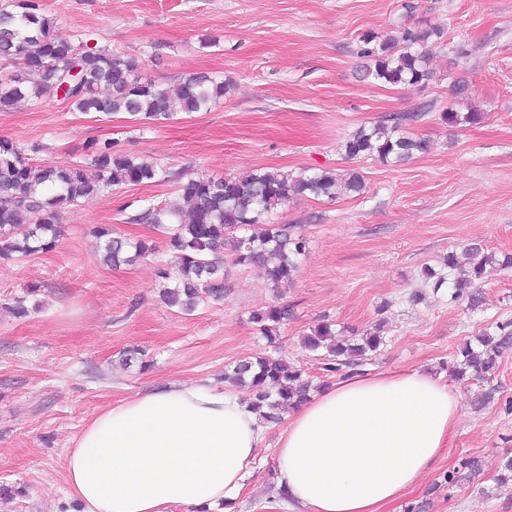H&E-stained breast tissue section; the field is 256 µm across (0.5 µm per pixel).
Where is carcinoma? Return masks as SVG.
Instances as JSON below:
<instances>
[{"mask_svg":"<svg viewBox=\"0 0 512 512\" xmlns=\"http://www.w3.org/2000/svg\"><path fill=\"white\" fill-rule=\"evenodd\" d=\"M443 31L427 25L405 28L394 35L360 37L359 54L370 61L365 76L384 85H423L431 80L430 54ZM17 67L15 74L0 79V111L11 109L26 97L39 99L58 93L68 81V104L78 112L101 117L128 115L137 120L162 122L178 113L200 112L224 97L228 84L209 73L190 74L173 87L163 86L141 74L139 60L106 49H84L55 31L54 21L42 12L38 0H0V61ZM80 67L79 77L71 75ZM450 126L473 124L482 113H441ZM429 143L401 131V124L379 123L361 127L345 144L348 158H371L387 165L403 162L423 153ZM89 163L58 167L34 163L11 140L0 138V259L30 256L56 248L62 233L59 212L113 188L157 183L168 174L151 162L123 156L110 141H93L87 147ZM178 201L149 204L135 220L151 224L165 234L172 253L176 276L162 297L170 307L190 312L205 293L224 297V246L233 243L235 262L258 269L273 286L293 282L299 271L298 258L306 251L304 235L288 224H273L269 216L275 208L296 196L335 199L340 193L359 194L364 179L357 172L338 175L316 169L293 176L280 170L256 169L246 177L175 176ZM249 231L242 237L233 233ZM106 239L102 260L117 269L158 253L147 239L127 241L112 236V230H94ZM467 265L455 253L444 258L443 266L454 275L451 299L467 301L474 310L482 295L470 289L472 281L500 268L512 267V256L498 259L478 245L466 249ZM286 305L272 306L252 314L251 322L268 342L277 336L280 324L288 319ZM335 335L333 324L320 322L301 339L302 347L320 354L322 370L340 378L361 373L380 351L384 340L379 330L346 342L328 343ZM512 345V321L496 324V331L476 337L459 350L452 373L490 381L498 369L497 353ZM224 381L248 389L249 403L269 422L307 401L314 386L310 376L286 360L273 356L239 360L224 374ZM480 470L479 460L468 457L445 481L455 485L471 480Z\"/></svg>","mask_w":512,"mask_h":512,"instance_id":"1","label":"carcinoma"}]
</instances>
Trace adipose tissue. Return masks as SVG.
I'll return each mask as SVG.
<instances>
[{
  "label": "adipose tissue",
  "instance_id": "1",
  "mask_svg": "<svg viewBox=\"0 0 512 512\" xmlns=\"http://www.w3.org/2000/svg\"><path fill=\"white\" fill-rule=\"evenodd\" d=\"M454 391L421 371L339 381L289 416L277 488L298 512H382L445 448ZM264 445L258 414L234 388L170 383L98 413L67 452L81 512H235Z\"/></svg>",
  "mask_w": 512,
  "mask_h": 512
}]
</instances>
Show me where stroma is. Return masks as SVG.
I'll return each mask as SVG.
<instances>
[{
  "instance_id": "obj_1",
  "label": "stroma",
  "mask_w": 512,
  "mask_h": 512,
  "mask_svg": "<svg viewBox=\"0 0 512 512\" xmlns=\"http://www.w3.org/2000/svg\"><path fill=\"white\" fill-rule=\"evenodd\" d=\"M57 33L83 47L137 57L144 76L172 86L186 75L223 76L227 94L211 109L145 124L124 115L75 111L55 95L0 111V137L32 161L85 164L86 145L113 141L123 155L192 176H244L257 168L293 175L330 169L361 173V195L335 201L297 197L274 211L308 246L291 285L273 287L224 253V296H202L193 311L160 297L165 238L131 222L147 203L175 200L172 181L125 186L65 207L64 233L46 253L0 260V485L26 494L0 512H63L67 450L99 412L151 389L201 383L223 389L240 359L271 352L328 386L301 338L321 321L342 335L381 328L386 340L368 373L421 369L449 382L461 415L440 458L383 512H512V485L496 482L512 458V346L491 382L457 380L449 367L462 343L512 320V269L476 281L478 310L452 300L451 285L409 295L424 267L472 244L512 253V0H41ZM431 24L444 32L427 85L383 86L364 79L358 39ZM477 110V125L451 128L441 112ZM416 113L403 130L426 153L385 166L348 159L359 127ZM150 238L158 252L118 269L101 260L95 227ZM28 316H15V299ZM288 306L275 344L253 312ZM266 440L237 512H287L276 489L275 448ZM464 457L482 469L448 487L443 476Z\"/></svg>"
}]
</instances>
